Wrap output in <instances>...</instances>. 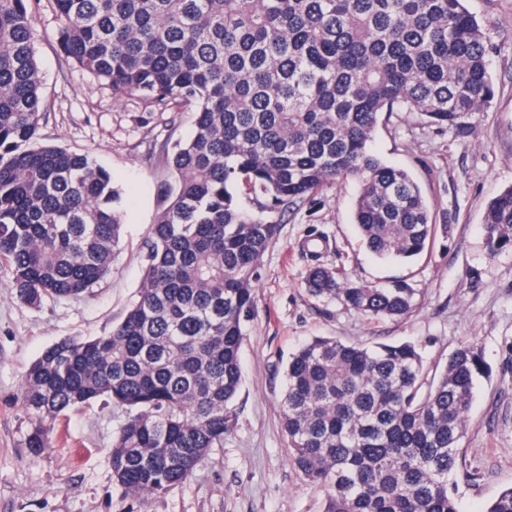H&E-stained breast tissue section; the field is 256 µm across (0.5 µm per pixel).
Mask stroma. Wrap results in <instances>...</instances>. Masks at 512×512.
I'll use <instances>...</instances> for the list:
<instances>
[{
    "label": "stroma",
    "mask_w": 512,
    "mask_h": 512,
    "mask_svg": "<svg viewBox=\"0 0 512 512\" xmlns=\"http://www.w3.org/2000/svg\"><path fill=\"white\" fill-rule=\"evenodd\" d=\"M486 28L495 96L466 131L427 123L417 112L381 117L373 151L419 184L438 226L434 246L410 262L375 258L352 221L357 193L348 180L288 212L262 258L256 315L241 349L242 385L234 428L193 476L140 503L112 484V435L120 409L97 401L54 425L50 448L32 454L29 424L17 400L22 377L52 344L110 331L136 299L141 246L163 207L170 182L166 156L186 139L188 112L161 111L69 64L61 55L52 0L36 8L34 43L47 117L44 143L93 155L122 188L126 210L112 272L83 298L20 303L0 268V512H321L325 493L288 460L281 426L284 366L316 336L348 344L411 342L426 366L442 370L449 354L472 340L489 369L479 379L461 455L472 482L459 481L460 512H485L512 487V249L489 256L483 217L489 201L512 186V0H465ZM320 230L324 261L348 282L413 288L404 317L377 320L306 285L302 242Z\"/></svg>",
    "instance_id": "35a3bbf8"
}]
</instances>
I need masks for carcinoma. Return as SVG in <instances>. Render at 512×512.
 Wrapping results in <instances>:
<instances>
[{
    "mask_svg": "<svg viewBox=\"0 0 512 512\" xmlns=\"http://www.w3.org/2000/svg\"><path fill=\"white\" fill-rule=\"evenodd\" d=\"M57 44L122 95L190 110L168 167L169 203L151 225L138 298L109 333L48 347L17 396L25 445L103 400L124 410L112 481L143 501L186 482L232 429L240 351L261 260L280 217L353 179L366 248L410 261L437 224L408 171L371 151L383 113L409 109L462 131L493 98L489 34L464 0H53ZM31 0H0V263L23 303L79 298L112 272L125 211L90 154L40 143L41 76ZM485 247L512 248V187L488 204ZM377 319L413 290L306 276ZM478 345L430 375L415 345L314 337L288 356L281 418L289 457L325 491L323 512H459L454 479ZM485 512H512V488Z\"/></svg>",
    "mask_w": 512,
    "mask_h": 512,
    "instance_id": "cac0c4a2",
    "label": "carcinoma"
}]
</instances>
